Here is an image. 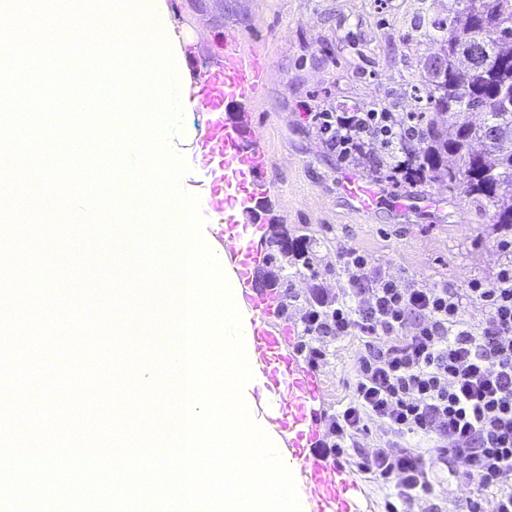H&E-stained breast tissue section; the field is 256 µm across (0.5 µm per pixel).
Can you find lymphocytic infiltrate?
<instances>
[{
	"mask_svg": "<svg viewBox=\"0 0 512 512\" xmlns=\"http://www.w3.org/2000/svg\"><path fill=\"white\" fill-rule=\"evenodd\" d=\"M311 121L341 163L365 160L371 141L395 175L407 172L405 145L420 131L418 114L375 107L316 112ZM338 263L344 281L333 293L311 290L298 345L315 369L325 340L362 344L346 403L324 417L329 450L388 488L386 512H443L431 476L448 465L469 489L465 512H483L491 489L494 512H512L504 488L512 476V264L495 286L473 279L458 293L393 277L353 247ZM470 304L485 311L481 324L466 319Z\"/></svg>",
	"mask_w": 512,
	"mask_h": 512,
	"instance_id": "lymphocytic-infiltrate-1",
	"label": "lymphocytic infiltrate"
}]
</instances>
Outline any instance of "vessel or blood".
<instances>
[{
    "mask_svg": "<svg viewBox=\"0 0 512 512\" xmlns=\"http://www.w3.org/2000/svg\"><path fill=\"white\" fill-rule=\"evenodd\" d=\"M268 71L266 55L246 48L228 32L223 56L196 69L186 90L187 104L203 112L194 136L193 160L210 182L204 204L223 214L228 224L236 222L237 214L251 212L270 186L262 178L268 156L260 145L248 141L246 119L228 120L224 111L230 105L256 102ZM336 186L352 207L367 213L383 201L380 189L347 171L339 173ZM258 230V225L245 224L232 234L234 243L226 258L237 277H244L249 265L265 260L252 246L251 237ZM246 301L252 311L248 341L255 355L253 366L263 377L258 408L274 431L285 432L284 450L297 470L306 501L312 512H361L357 478L339 459L316 448L320 379L294 355L282 353V339L267 330L274 296L250 295Z\"/></svg>",
    "mask_w": 512,
    "mask_h": 512,
    "instance_id": "obj_1",
    "label": "vessel or blood"
}]
</instances>
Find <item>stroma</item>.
I'll list each match as a JSON object with an SVG mask.
<instances>
[{
    "mask_svg": "<svg viewBox=\"0 0 512 512\" xmlns=\"http://www.w3.org/2000/svg\"><path fill=\"white\" fill-rule=\"evenodd\" d=\"M189 67L213 57L212 30L235 33L258 48L272 66L268 84L251 104V135L269 156L265 178L271 185L255 221L288 228L289 237L317 239L321 264L317 279L288 283V311L274 317L277 335L300 321L299 303L313 284L338 287L336 252L365 251L396 277L422 284H445L461 291L471 279L495 283L512 252L499 247L501 234L479 208L451 193L447 184L386 183L387 196L419 194L436 205L420 216L383 207L371 214L352 209L336 190L343 166L327 150L311 124V113L339 107L379 105L410 112L407 95L437 44L417 39L422 0H166ZM357 339L332 343L321 368L322 409L334 410L348 395Z\"/></svg>",
    "mask_w": 512,
    "mask_h": 512,
    "instance_id": "stroma-1",
    "label": "stroma"
}]
</instances>
